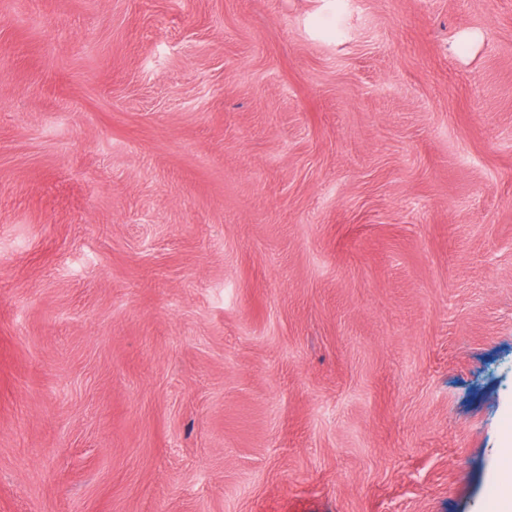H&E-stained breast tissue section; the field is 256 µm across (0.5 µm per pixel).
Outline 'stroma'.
Returning <instances> with one entry per match:
<instances>
[{
	"instance_id": "stroma-1",
	"label": "stroma",
	"mask_w": 512,
	"mask_h": 512,
	"mask_svg": "<svg viewBox=\"0 0 512 512\" xmlns=\"http://www.w3.org/2000/svg\"><path fill=\"white\" fill-rule=\"evenodd\" d=\"M512 0H0V512H489Z\"/></svg>"
}]
</instances>
